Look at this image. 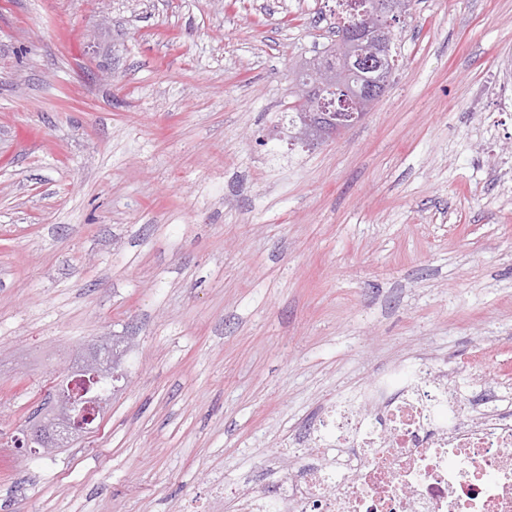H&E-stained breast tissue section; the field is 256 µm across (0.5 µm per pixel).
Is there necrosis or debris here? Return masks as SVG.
<instances>
[{"label": "necrosis or debris", "instance_id": "1", "mask_svg": "<svg viewBox=\"0 0 512 512\" xmlns=\"http://www.w3.org/2000/svg\"><path fill=\"white\" fill-rule=\"evenodd\" d=\"M390 369L331 403L241 512H512V413L464 410L443 372Z\"/></svg>", "mask_w": 512, "mask_h": 512}]
</instances>
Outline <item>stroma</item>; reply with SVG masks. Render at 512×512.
<instances>
[{
    "label": "stroma",
    "instance_id": "35a3bbf8",
    "mask_svg": "<svg viewBox=\"0 0 512 512\" xmlns=\"http://www.w3.org/2000/svg\"><path fill=\"white\" fill-rule=\"evenodd\" d=\"M339 0H0V512H238L336 397L414 359L512 393V0H415L367 118L290 144ZM127 378L33 460L98 340Z\"/></svg>",
    "mask_w": 512,
    "mask_h": 512
}]
</instances>
